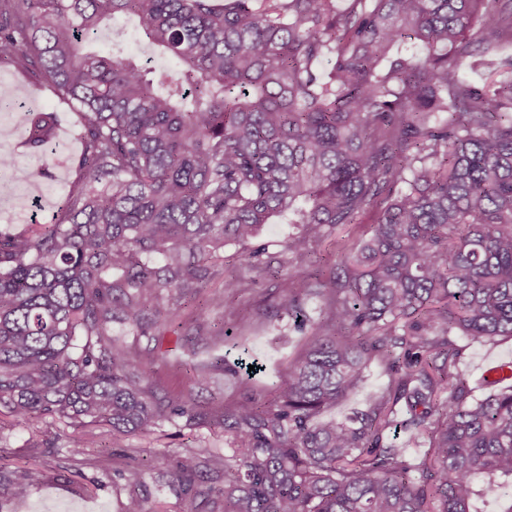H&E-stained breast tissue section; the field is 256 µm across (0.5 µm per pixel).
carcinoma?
Wrapping results in <instances>:
<instances>
[{"instance_id":"1","label":"carcinoma","mask_w":512,"mask_h":512,"mask_svg":"<svg viewBox=\"0 0 512 512\" xmlns=\"http://www.w3.org/2000/svg\"><path fill=\"white\" fill-rule=\"evenodd\" d=\"M116 17L173 68L113 41ZM480 29L484 38L472 37ZM512 0H0V53L81 116L78 183L48 224L0 231V412L18 421L142 432L185 417L236 448H191L173 475L223 512H512V384L483 399L450 336L512 337ZM29 150L49 176L51 113L30 112ZM328 282L279 300L323 320L272 402L207 407L155 394L112 323L147 333L163 291L195 292L211 251L242 263L281 218L307 255L337 226ZM377 359L390 376L346 422L320 413ZM404 405L403 413L396 406ZM430 440L415 464L384 442ZM224 487L206 484V473ZM19 492L42 474L17 466Z\"/></svg>"}]
</instances>
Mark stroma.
Masks as SVG:
<instances>
[{"mask_svg":"<svg viewBox=\"0 0 512 512\" xmlns=\"http://www.w3.org/2000/svg\"><path fill=\"white\" fill-rule=\"evenodd\" d=\"M39 108L56 115L57 125L66 136L55 143L54 154L68 159L64 176L37 182L42 202L35 220L51 221L59 198L77 178L74 164L82 145L78 115L59 99L53 88L39 94ZM375 220L363 217L361 223L331 230L312 253L297 259L285 253L284 246L293 227L289 224L265 225L259 244L265 245L268 262L258 268L241 266L240 245L226 243L210 262L211 275L200 295H182L172 289L164 292L160 308L174 310L182 325L181 333L161 327L152 335H141L129 324H113L112 334L137 352H151L154 361L147 368L151 387L198 405L214 401L234 402L250 392L273 400L288 377L292 361L302 356L307 337L288 316H273L277 302L290 278L310 276L326 281L335 261L337 241L350 242L366 234ZM236 286L225 290L227 279ZM232 336H225V329ZM203 330L211 338L209 347L191 353L181 335ZM458 367L482 398L493 391L492 367L512 363V338L492 340L458 336ZM248 353L258 358L263 369L245 384L225 379L222 372L200 375V365L223 355L236 359ZM388 381L384 367L372 362L366 380L348 397L323 412L326 420H343L353 411L364 410L372 394ZM209 448L222 455H233L222 429L206 424L187 425L185 420L164 422L143 434L111 438L106 429L88 432L63 423L39 428L12 417H0V512H125L132 490L125 475L129 469L141 471L138 492L145 512H221L213 500L180 495L174 490L171 463L188 446ZM30 464L43 473V479L24 494H14L6 479L15 466Z\"/></svg>","mask_w":512,"mask_h":512,"instance_id":"stroma-1","label":"stroma"}]
</instances>
